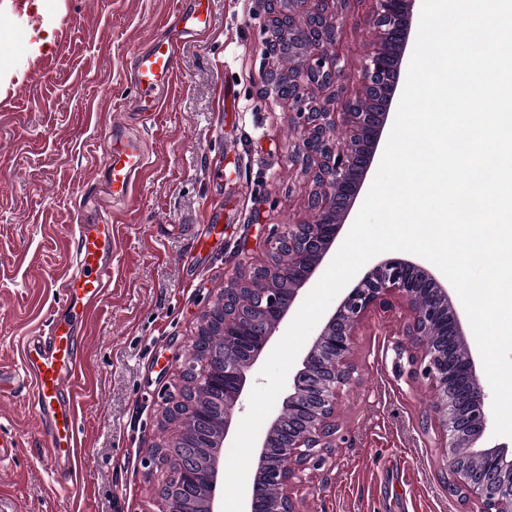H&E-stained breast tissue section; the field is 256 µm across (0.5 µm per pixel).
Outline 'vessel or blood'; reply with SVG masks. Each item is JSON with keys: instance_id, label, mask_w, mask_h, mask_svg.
I'll return each mask as SVG.
<instances>
[{"instance_id": "obj_1", "label": "vessel or blood", "mask_w": 512, "mask_h": 512, "mask_svg": "<svg viewBox=\"0 0 512 512\" xmlns=\"http://www.w3.org/2000/svg\"><path fill=\"white\" fill-rule=\"evenodd\" d=\"M211 6L212 0H176L165 33L132 51L134 111L145 117L160 111L178 71L182 43L210 34ZM104 128L100 190L110 209L106 216L73 227L70 241L78 272L61 280L62 300L45 328L24 340L20 367L0 366V396L9 389L24 393L39 422L51 471L63 481L75 471L73 390L85 352L83 323L110 291L112 228L121 209L133 206L137 182L151 163L140 136L116 121L105 122Z\"/></svg>"}]
</instances>
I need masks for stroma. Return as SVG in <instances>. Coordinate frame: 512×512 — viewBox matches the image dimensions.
Listing matches in <instances>:
<instances>
[{
  "label": "stroma",
  "instance_id": "obj_1",
  "mask_svg": "<svg viewBox=\"0 0 512 512\" xmlns=\"http://www.w3.org/2000/svg\"><path fill=\"white\" fill-rule=\"evenodd\" d=\"M173 0H0V364L60 301L74 272L64 241L78 203L98 181V114L149 142L152 163L137 204L114 228L112 288L86 323L74 387L79 430L73 483L58 485L21 396L0 403V512H156L160 475L143 458L173 437L161 415L202 312L237 267L261 265L274 228L312 220L306 178L290 160L302 136L293 111L266 94L263 0H216L208 42L181 46L162 112L131 113L132 50L166 22ZM30 43L11 51L18 33ZM49 43H40L43 33ZM372 42L359 0L343 26L344 85ZM28 77L14 91V81ZM224 221L196 232L211 204ZM402 321L369 315L354 338V380L336 407L338 446L293 485L300 512H478L450 500L446 461L423 422L434 396L409 378Z\"/></svg>",
  "mask_w": 512,
  "mask_h": 512
}]
</instances>
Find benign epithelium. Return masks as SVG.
<instances>
[{"label": "benign epithelium", "mask_w": 512, "mask_h": 512, "mask_svg": "<svg viewBox=\"0 0 512 512\" xmlns=\"http://www.w3.org/2000/svg\"><path fill=\"white\" fill-rule=\"evenodd\" d=\"M417 0H371L373 40L352 92L339 83V45L344 19L353 0H265L268 32L264 54L271 66L263 81L276 97L296 111L303 128L292 154L295 165L311 176L307 207L314 220L289 224L268 240V254L288 246V276L292 287L283 296L268 290L246 313L231 312L229 291L244 280L238 271L226 283L203 317L224 319V335L233 351L224 363L211 368L205 359L186 358L183 372L224 383L231 396L220 407L224 428L218 447H228L235 413L247 393L252 369L268 348L272 336L289 319L305 287L323 272L325 261L356 204L373 166L391 114L400 81ZM312 44L306 56L284 70L276 65L283 54V39ZM342 127L346 139L334 132ZM400 311L403 335L408 337L409 375L428 379L438 392L433 424L438 448L448 467V493L472 501L480 512H512V458L505 447L480 445L489 427L488 396L481 384L479 356L468 346L461 315L453 306L448 287L413 259L385 258L363 267L354 287L344 292L333 311L321 321L292 379V392L283 400L288 423L278 413L258 439L256 465L246 483L243 512H297L288 492L296 472L310 463L326 462L324 452L336 447L339 431L336 404L353 380V336L373 312ZM450 326L465 350L457 362L446 346L431 340ZM149 471L177 469L187 480L198 474L184 469L176 455L149 454ZM224 460L218 459L203 477L212 487L207 512H222L218 489ZM265 483L281 492L270 504L262 500Z\"/></svg>", "instance_id": "1"}]
</instances>
